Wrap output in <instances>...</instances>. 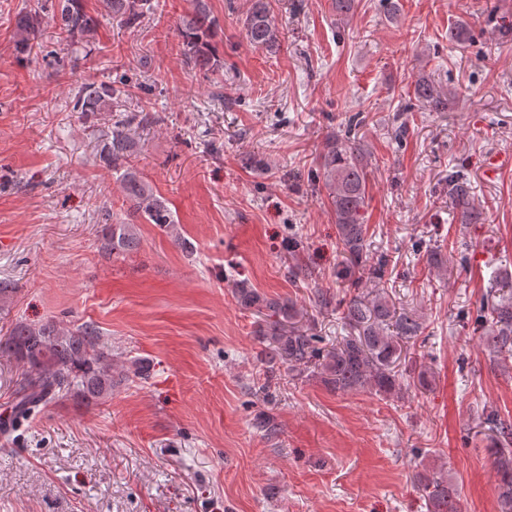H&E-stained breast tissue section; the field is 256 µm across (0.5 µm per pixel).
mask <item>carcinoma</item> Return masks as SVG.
Returning <instances> with one entry per match:
<instances>
[{
  "mask_svg": "<svg viewBox=\"0 0 512 512\" xmlns=\"http://www.w3.org/2000/svg\"><path fill=\"white\" fill-rule=\"evenodd\" d=\"M105 16L120 25L132 27L156 9L153 0H102ZM51 26L57 45L64 49L79 42L89 43L97 33L99 20L85 8L84 0H39L36 7L18 13V44L27 53L41 54L44 27ZM248 42L273 54L280 47L278 30L272 17L270 0H251L244 20ZM180 36L187 65L207 76L220 69L214 39L216 24L207 0H194L193 9L180 19ZM126 86L102 83L78 96L72 111L87 118L104 112L112 101L126 95ZM413 96L430 112H446L456 100V92L445 90L431 77L420 75L413 83ZM146 108L130 113L125 122L112 131L99 157L106 164L124 169L122 185L132 203V216L161 228L173 227L174 219L165 200L134 170L130 141L125 125L145 120ZM327 189L328 204L336 218V230L346 265L339 272L344 282L357 286L367 279L379 284L385 276L388 258L379 256L368 262L365 257L368 228L361 212L367 200L366 152L351 139L331 142L319 157ZM448 198L463 224H481L482 211L475 205L467 181L460 176L448 179ZM103 248L112 253L137 249L133 223L124 218L107 225ZM494 289V299L486 302L477 324L483 328L486 345L503 360L512 359V280L502 277ZM240 305L263 318L259 336L265 343L268 362L279 361L299 375L313 368L324 383L338 392L370 389L383 397H399L404 374L396 371L402 345L413 342L422 332L420 316L397 310L377 288L356 294L342 306L347 335L329 347L318 346L317 336L299 325L300 312L291 299H272L244 281L235 284ZM0 354L24 367L17 383L15 412L26 414L54 400L77 396L84 401H101L112 396V357L100 343V332L91 323L64 329L48 320L38 327L15 324L0 341ZM497 493L501 512H512V458L504 455L496 461ZM422 491L428 512H461L459 494L452 478L425 469L414 476Z\"/></svg>",
  "mask_w": 512,
  "mask_h": 512,
  "instance_id": "1",
  "label": "carcinoma"
}]
</instances>
